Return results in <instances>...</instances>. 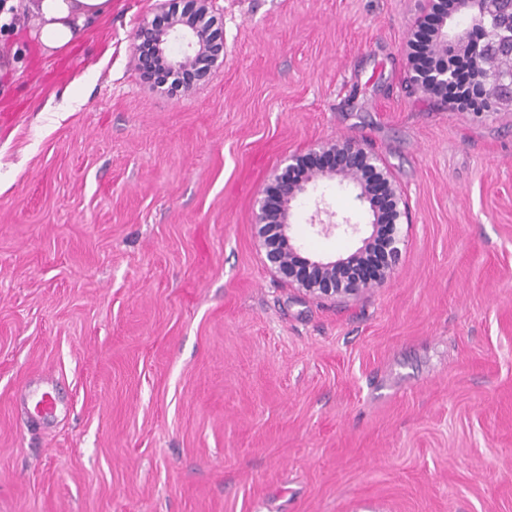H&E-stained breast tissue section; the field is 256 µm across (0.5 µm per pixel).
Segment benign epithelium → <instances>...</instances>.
Here are the masks:
<instances>
[{
    "instance_id": "1",
    "label": "benign epithelium",
    "mask_w": 512,
    "mask_h": 512,
    "mask_svg": "<svg viewBox=\"0 0 512 512\" xmlns=\"http://www.w3.org/2000/svg\"><path fill=\"white\" fill-rule=\"evenodd\" d=\"M195 9L159 28L145 22L139 29L138 39L155 47L156 55L137 57L136 66L147 71L155 66L156 58L166 62L170 76L179 78L190 64L209 69L223 50L222 28L210 10L212 0H188ZM435 60L424 69L410 67L409 82L414 93L428 96L456 82L455 71L448 67V51L464 48L475 55L477 66L473 72V86L487 112L500 110L504 104L512 108V0H457L453 16L443 12L436 30L431 34ZM180 45L177 52L171 51ZM310 156L325 160L315 167L306 179L288 180V170L303 159L292 154L284 160V167L274 175L271 186L278 191L277 208H272L268 194L255 202L253 224L265 249L266 258L274 273L308 294L330 300H344L383 283L394 272L401 256L399 224L408 220V208L397 185L390 178L381 158L355 141L318 143ZM364 173H379L386 180L393 208V220L385 228L386 260L382 271L369 274L352 288L348 282L336 277V267L346 259L338 256H319L303 253L295 236L294 219L306 203L309 188L322 180L337 181L340 186L356 191V200L366 207L372 219L366 224H353L326 207H316L310 216V226L319 233L330 235L343 230L358 236L359 246L349 255L362 257L378 236L382 224L374 194L362 178Z\"/></svg>"
}]
</instances>
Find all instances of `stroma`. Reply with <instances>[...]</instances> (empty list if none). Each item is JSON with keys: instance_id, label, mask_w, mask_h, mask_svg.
<instances>
[{"instance_id": "35a3bbf8", "label": "stroma", "mask_w": 512, "mask_h": 512, "mask_svg": "<svg viewBox=\"0 0 512 512\" xmlns=\"http://www.w3.org/2000/svg\"><path fill=\"white\" fill-rule=\"evenodd\" d=\"M224 55L147 82L158 0L62 51L0 33V512H512V115L408 87L421 0H213ZM352 139L410 219L342 301L253 227L288 154ZM322 255L357 246L308 225ZM52 389L37 417L32 394Z\"/></svg>"}]
</instances>
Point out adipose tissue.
<instances>
[{"label": "adipose tissue", "mask_w": 512, "mask_h": 512, "mask_svg": "<svg viewBox=\"0 0 512 512\" xmlns=\"http://www.w3.org/2000/svg\"><path fill=\"white\" fill-rule=\"evenodd\" d=\"M112 8V0H36V33L51 50L67 47Z\"/></svg>", "instance_id": "1"}]
</instances>
